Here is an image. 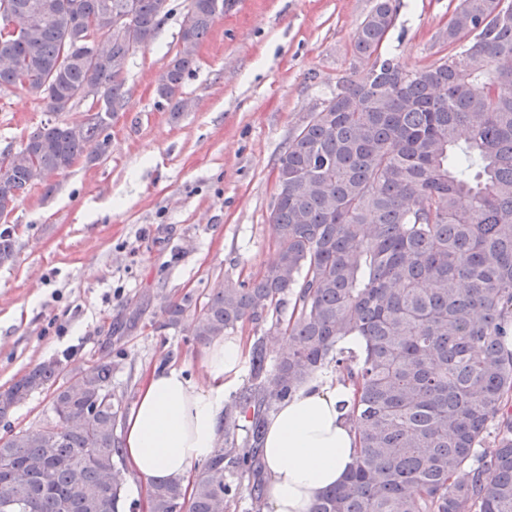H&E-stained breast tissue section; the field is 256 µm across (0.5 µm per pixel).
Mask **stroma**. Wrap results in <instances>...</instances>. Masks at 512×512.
Returning <instances> with one entry per match:
<instances>
[{"label":"stroma","mask_w":512,"mask_h":512,"mask_svg":"<svg viewBox=\"0 0 512 512\" xmlns=\"http://www.w3.org/2000/svg\"><path fill=\"white\" fill-rule=\"evenodd\" d=\"M459 3L400 0L387 51L409 70L438 62ZM170 4L130 60L109 154L79 159L53 191L31 189L10 219L18 256L0 267V390L53 359L67 366L66 386L102 357L129 410L152 369L204 382L205 347L189 328L197 309L175 327L165 309L274 259L277 159L352 75L354 35L375 0H231L198 49L178 93L190 107L176 119L155 93L179 45L185 0ZM50 117L43 101L0 92V150ZM51 400L29 396L0 421V439L38 428Z\"/></svg>","instance_id":"obj_1"}]
</instances>
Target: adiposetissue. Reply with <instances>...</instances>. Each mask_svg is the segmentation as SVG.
I'll use <instances>...</instances> for the list:
<instances>
[{
	"instance_id": "adipose-tissue-1",
	"label": "adipose tissue",
	"mask_w": 512,
	"mask_h": 512,
	"mask_svg": "<svg viewBox=\"0 0 512 512\" xmlns=\"http://www.w3.org/2000/svg\"><path fill=\"white\" fill-rule=\"evenodd\" d=\"M238 337L214 340L204 354L207 385L184 369L146 375L123 430L122 454L145 486L175 480L190 488L195 465L219 435L224 393L243 361ZM351 384L317 377L278 403L266 420L262 457L271 512H309L311 504L353 468L358 441L349 422Z\"/></svg>"
}]
</instances>
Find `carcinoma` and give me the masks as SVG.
<instances>
[{"instance_id": "obj_1", "label": "carcinoma", "mask_w": 512, "mask_h": 512, "mask_svg": "<svg viewBox=\"0 0 512 512\" xmlns=\"http://www.w3.org/2000/svg\"><path fill=\"white\" fill-rule=\"evenodd\" d=\"M0 0V90L19 89L65 112L92 99L81 124L49 120L0 151V219L32 187L111 148L127 110L125 74L170 12L168 0ZM399 0H376L353 40L365 68L289 139L271 213L278 249L257 276L219 282L190 328L199 343L239 325L288 337L250 352V385L225 407L248 419L244 443H216L191 492L153 485L151 512H226L238 494L226 472L250 478L261 502L265 419L323 368L355 388L348 416L357 460L310 512H512V3L462 0L441 33L443 62L409 71L382 51ZM24 12L29 23L10 29ZM128 16L138 45L112 28ZM224 0H187L179 49L156 86L171 102L196 65ZM110 45L98 61L89 37ZM92 87L95 94L82 91ZM10 227L0 266L15 262ZM192 296L167 309L180 323ZM289 317H283L284 312ZM361 336V353L341 347ZM59 361L0 391V419L54 388L55 420L0 441V512H118L126 481L115 433L112 361L55 386Z\"/></svg>"}]
</instances>
